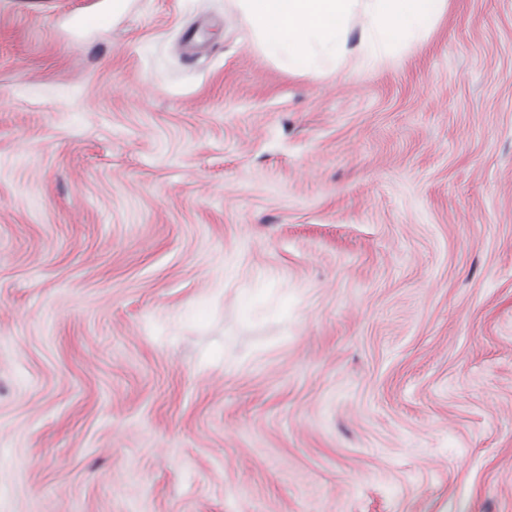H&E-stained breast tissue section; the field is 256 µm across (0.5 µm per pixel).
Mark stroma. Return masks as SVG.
I'll list each match as a JSON object with an SVG mask.
<instances>
[{
	"mask_svg": "<svg viewBox=\"0 0 512 512\" xmlns=\"http://www.w3.org/2000/svg\"><path fill=\"white\" fill-rule=\"evenodd\" d=\"M107 2L0 0V512H512V0Z\"/></svg>",
	"mask_w": 512,
	"mask_h": 512,
	"instance_id": "stroma-1",
	"label": "stroma"
}]
</instances>
